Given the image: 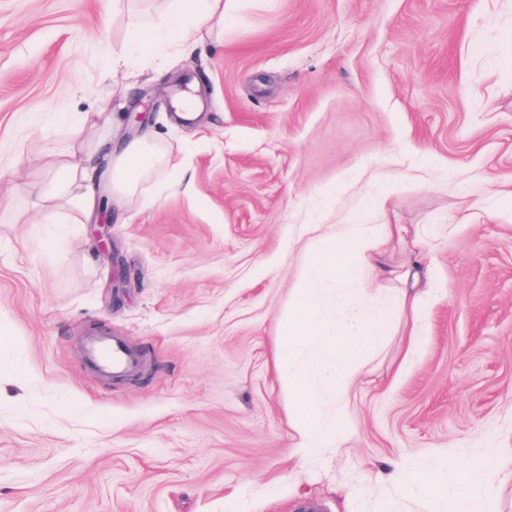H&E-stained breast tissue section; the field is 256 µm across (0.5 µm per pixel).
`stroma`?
Segmentation results:
<instances>
[{
	"mask_svg": "<svg viewBox=\"0 0 512 512\" xmlns=\"http://www.w3.org/2000/svg\"><path fill=\"white\" fill-rule=\"evenodd\" d=\"M167 0H0V512H425L388 480L408 459L504 456L490 512H512V0H235L236 19L129 75L190 177L154 174L110 227L61 225L33 183L69 126L124 112L110 56L130 12ZM201 113L179 124L169 77ZM390 190L384 224L419 229L433 288L410 323L354 348L342 444L295 450L280 325L318 224ZM146 361L105 380L85 335Z\"/></svg>",
	"mask_w": 512,
	"mask_h": 512,
	"instance_id": "1",
	"label": "stroma"
}]
</instances>
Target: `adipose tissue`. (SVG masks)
<instances>
[{
    "mask_svg": "<svg viewBox=\"0 0 512 512\" xmlns=\"http://www.w3.org/2000/svg\"><path fill=\"white\" fill-rule=\"evenodd\" d=\"M230 9L228 0H176L165 28L152 31V55L163 58L171 49L187 51L197 43L204 28L223 26ZM55 187L46 195L44 223H56L66 215L69 223L89 222L101 207V189L109 187L115 206L135 195L142 184L160 168L171 169L175 184L185 174L174 168L152 127H143L129 141L114 138L112 121H105L102 132L92 140L78 136L52 162ZM344 243L358 254L354 263L329 258L332 244ZM375 227L358 220L325 226L318 238L308 244L310 259L293 290L292 309L283 322L276 364L287 377L295 411L299 448L312 452L335 443L337 425L323 412L327 396L339 395L357 373L351 347L366 346L390 335L395 311L419 317L423 297L430 286L429 268L413 274L414 293H401L397 309L382 308L368 318L338 329L332 322L335 306L322 302L316 287L324 280L349 285L348 306L358 305L367 288L378 284L382 275L374 262L384 245ZM498 465L496 449L489 448L468 460L466 466L444 460L428 466H409L402 491H419L429 500V512H485L489 484ZM430 473L429 483L418 484L417 474Z\"/></svg>",
    "mask_w": 512,
    "mask_h": 512,
    "instance_id": "1",
    "label": "adipose tissue"
}]
</instances>
